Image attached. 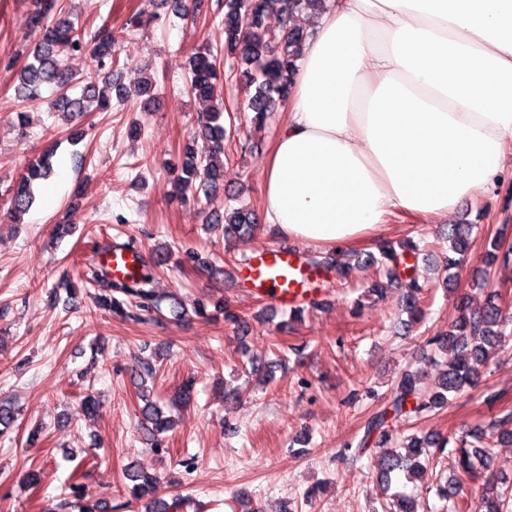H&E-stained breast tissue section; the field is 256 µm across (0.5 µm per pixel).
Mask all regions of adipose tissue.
<instances>
[{
    "label": "adipose tissue",
    "mask_w": 512,
    "mask_h": 512,
    "mask_svg": "<svg viewBox=\"0 0 512 512\" xmlns=\"http://www.w3.org/2000/svg\"><path fill=\"white\" fill-rule=\"evenodd\" d=\"M264 169L284 238L336 248L442 217L512 153V0H331Z\"/></svg>",
    "instance_id": "adipose-tissue-1"
}]
</instances>
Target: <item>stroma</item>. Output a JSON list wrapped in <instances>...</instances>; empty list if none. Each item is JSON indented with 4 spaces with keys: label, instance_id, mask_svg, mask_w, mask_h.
Instances as JSON below:
<instances>
[{
    "label": "stroma",
    "instance_id": "1",
    "mask_svg": "<svg viewBox=\"0 0 512 512\" xmlns=\"http://www.w3.org/2000/svg\"><path fill=\"white\" fill-rule=\"evenodd\" d=\"M87 30L108 25L120 31L126 19L145 11L151 25L121 34L116 46L122 83L135 90L155 80L159 98L151 110L139 99L114 102L108 112H84L74 121L52 110V87H41L28 108L25 136L13 129L20 103L12 74L0 71V195L25 171L29 160L54 148L53 173L35 189L31 209L15 223L0 222V402L19 416L0 433V512H42L70 496L75 466L99 512H145L126 503L124 473L136 467L160 478L164 492L181 493V512H232V497L245 491L256 512H378L376 456L355 449L366 418L387 402L402 372L422 370L436 387L449 352L428 340L447 331L457 304L482 309L492 292L512 303V262L484 270L480 251L451 280L439 271L448 249V227L479 221L481 237L512 244V156L505 176L486 191L460 202L445 217H390L375 237L342 250L353 267L350 280L326 272L320 307L306 311L290 331L278 330L285 314L269 300L252 296L237 270L250 249L287 246L264 223L263 169L285 118L268 113L251 124L237 64L224 61V126L220 157L223 191L198 192L172 203V168L189 133L206 109L185 91L186 64L199 46L224 43L217 0L196 13H174L163 0H65ZM31 0H0V57H24ZM139 135H131V123ZM81 128L76 145L68 126ZM246 204L261 224L251 243H228L215 218ZM419 244L417 272L428 282L425 321L407 326L401 311L406 284L396 281L384 298L367 296L375 278L369 255L405 239ZM127 246L153 266L157 254L191 248L207 255L213 271L165 267L159 292L175 295L185 317L164 310L162 319L142 323L99 310L95 289L78 281L79 264L101 262L94 243ZM490 285H475L480 273ZM228 302L243 326L194 313L197 300ZM156 368L154 398L168 395L195 376L194 403L181 411L157 453L139 426L143 405L130 379L138 359ZM272 364L266 382L250 373L251 362ZM234 389V400L216 398ZM498 397L494 406L484 402ZM100 397L99 415L85 416V395ZM512 411V347L496 354L479 383L425 418L398 423L448 436L462 426L487 425ZM42 475L38 489L25 476ZM318 487L316 499H306Z\"/></svg>",
    "mask_w": 512,
    "mask_h": 512
}]
</instances>
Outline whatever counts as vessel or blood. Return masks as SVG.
I'll use <instances>...</instances> for the list:
<instances>
[{"label":"vessel or blood","instance_id":"b4317fda","mask_svg":"<svg viewBox=\"0 0 512 512\" xmlns=\"http://www.w3.org/2000/svg\"><path fill=\"white\" fill-rule=\"evenodd\" d=\"M114 277L121 278L140 265L133 252L116 249L109 255ZM246 281L253 294L266 297L283 311H291L312 300L322 278L321 271L306 264L300 251L291 248L250 250L243 259Z\"/></svg>","mask_w":512,"mask_h":512}]
</instances>
